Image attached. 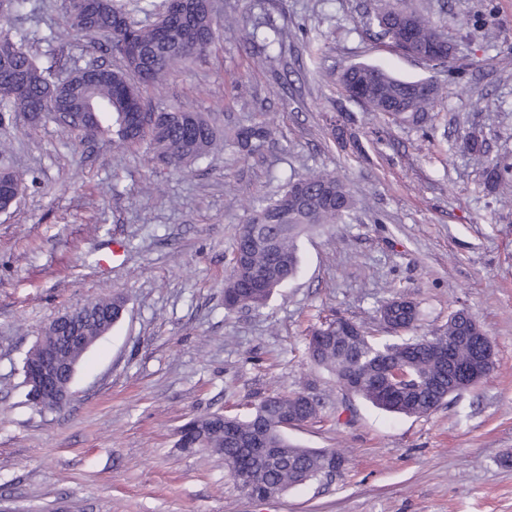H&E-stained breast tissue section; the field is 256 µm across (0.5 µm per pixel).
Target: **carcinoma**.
<instances>
[{"instance_id": "carcinoma-1", "label": "carcinoma", "mask_w": 512, "mask_h": 512, "mask_svg": "<svg viewBox=\"0 0 512 512\" xmlns=\"http://www.w3.org/2000/svg\"><path fill=\"white\" fill-rule=\"evenodd\" d=\"M171 2L167 0L157 20L143 24L116 0H96L83 22L77 24V0H63L65 26L59 37L68 38L77 30L92 36L110 31L109 50L121 57L122 66L115 69L107 65L105 70L61 89L49 69L13 40L11 20L20 0H9L0 9V121L12 112H23L31 121L38 122L47 116V104L53 100L58 107L71 112L68 132L79 134L86 123L92 122L98 135L112 139V143L129 146L144 142L158 160L177 168H187L224 149L226 140L250 152L273 141L274 129L268 122L235 127L226 133L210 116L183 108L153 111L148 121L132 130L126 125L127 113L142 103L140 86L164 82L171 71L203 55L212 43L203 39L205 33L215 30L210 5L198 4L195 16L188 21L172 9ZM397 14L408 18L419 42L429 43L440 32L424 15L397 0H377L372 21L388 42L397 35V30L389 27V20ZM132 43L151 51L147 70L123 57L125 48ZM337 81L347 93L359 83L370 87L364 106L414 127L426 122L440 95L438 88L431 96L420 95L417 81L398 78L366 63L346 68ZM489 165L493 166L495 176L486 185L493 190H505L511 197L512 164L498 158ZM293 182L303 184L300 204H294L285 190L275 199L250 206L246 222L236 234L231 273L224 282L225 310L265 306L273 293L296 275L298 240L302 234L342 223L355 208L350 188L333 173L309 172ZM24 188L25 174L6 165L0 167L3 206H8ZM84 306L94 315L77 323V328L96 336L120 320L126 299L98 297L87 300ZM419 314L417 308L392 309L390 324L398 340L384 344L374 342L361 323L344 317L324 321L309 330L308 356L327 369L338 384L357 383L355 395L379 409L410 417L428 415L444 401L452 370L437 356L442 339L432 337L426 341L407 335ZM469 316L464 308L452 311L443 335H465ZM388 374L408 375L409 381L415 383L414 390L384 399L380 390ZM289 413L315 419L298 392L267 395L244 417L203 415L207 449L223 457L230 471L239 476V460L244 450L252 447V440L260 435L263 447L279 448L281 452L275 459L254 456L256 481L284 493L303 477L317 480L322 476L323 450L302 448L288 441L279 423Z\"/></svg>"}]
</instances>
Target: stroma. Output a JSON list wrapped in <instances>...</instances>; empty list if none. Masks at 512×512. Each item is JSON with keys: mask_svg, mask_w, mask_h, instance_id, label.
Wrapping results in <instances>:
<instances>
[{"mask_svg": "<svg viewBox=\"0 0 512 512\" xmlns=\"http://www.w3.org/2000/svg\"><path fill=\"white\" fill-rule=\"evenodd\" d=\"M455 48L450 67L391 48L368 25L376 0H211L215 38L166 85L154 110L183 107L229 129L273 120L251 153L181 171L146 145L88 140L15 113L0 126L7 165L27 172L0 213V505L16 512H512V204L486 190L488 159L512 160V0H407ZM231 16L235 25L225 26ZM61 0H25L12 35L43 66L96 58L93 37H56ZM256 30L246 44L241 29ZM281 34L280 44L267 38ZM264 56V66L252 63ZM369 63L443 94L425 126L392 123L337 81ZM482 132L486 155L463 146ZM335 173L353 222L299 240L297 276L257 311L224 308L235 234L248 205L291 178ZM126 296L121 319L82 357L67 404L28 400L23 363L42 329L93 296ZM431 336L467 309L496 352L491 374L432 413L406 417L347 394L312 362L306 335L334 313L373 340L396 295ZM309 389L314 422L294 444L333 448L340 473L264 501L221 457L183 452L175 434L208 413L246 415L261 397Z\"/></svg>", "mask_w": 512, "mask_h": 512, "instance_id": "stroma-1", "label": "stroma"}]
</instances>
